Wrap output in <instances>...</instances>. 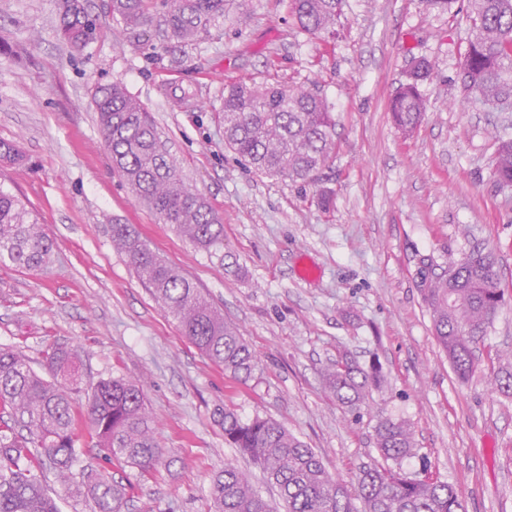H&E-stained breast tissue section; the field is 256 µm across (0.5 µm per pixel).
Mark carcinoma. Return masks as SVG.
I'll return each mask as SVG.
<instances>
[{
    "mask_svg": "<svg viewBox=\"0 0 512 512\" xmlns=\"http://www.w3.org/2000/svg\"><path fill=\"white\" fill-rule=\"evenodd\" d=\"M62 11L60 32L73 48L86 47L96 25L82 0ZM225 0H112L125 31L158 28L171 43V64L208 37L224 18ZM343 0H291L299 29L328 32L340 19ZM471 36L461 66V84L482 102L512 104V0H470ZM431 64L422 60L396 92L389 110L404 132L414 130L426 112L420 82ZM100 130L113 168L165 224L197 248L212 252L224 242V225L205 198L177 175L166 142L140 101L122 84L94 93ZM224 143L256 170L272 177L306 182L326 166L335 149V120L325 97L304 87L240 81L224 90ZM495 175L512 187V137L498 140ZM112 246L127 258L140 282L179 326L182 335L212 363L235 375L250 376L257 354L232 323L210 303L196 282L172 266L126 224L111 225ZM54 244L40 230L32 211L13 192L0 188V265L26 270L45 267ZM422 298L433 332L459 378L477 369L474 345L492 328L503 305L499 270L492 251L474 248L423 278ZM44 373L19 351L0 346V512H60L41 473L92 502V512H123L126 488L112 477V462L143 475L161 463L162 448L144 385L125 377L101 378L83 386L80 354L47 345ZM325 388L350 412L369 404L381 376L345 356L324 373ZM84 393L77 409L73 395ZM224 441L257 463L266 483L277 488L285 512H465L455 487L403 471L414 452V436L402 421L383 418L376 427L382 462L360 470L357 491L332 477L321 456L267 417L249 420L217 409ZM86 437L97 449L87 457L82 481H72L77 442ZM210 512H273L250 477L232 464L211 480Z\"/></svg>",
    "mask_w": 512,
    "mask_h": 512,
    "instance_id": "1",
    "label": "carcinoma"
}]
</instances>
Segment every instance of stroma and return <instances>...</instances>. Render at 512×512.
I'll return each mask as SVG.
<instances>
[{"mask_svg":"<svg viewBox=\"0 0 512 512\" xmlns=\"http://www.w3.org/2000/svg\"><path fill=\"white\" fill-rule=\"evenodd\" d=\"M85 6L97 35L77 51L58 35L59 0H0V141L24 155L0 162V185L54 243L46 270L0 267V346L37 369L47 344H64L79 350L87 383L144 382L163 462L146 476L113 465L130 487L126 512H208L211 479L228 463L279 506L261 470L225 443L220 406L281 422L350 487L381 460L379 418L406 422V472L451 483L467 512H512V396L496 390L493 358L512 350V188L494 177L512 112L461 89L467 0L447 12L425 0H345L332 37L300 32L289 0H226L223 24L177 68L155 28L127 34L112 0ZM420 57L433 64L419 85L427 110L406 136L389 103ZM251 78L327 98L336 150L313 181L263 175L225 146L224 88ZM115 82L151 113L179 177L221 218L217 251L162 223L114 172L93 94ZM114 224L205 290L257 352L251 377L224 372L182 336L113 249ZM475 246L495 253L505 302L462 380L432 333L419 270ZM344 355L384 380L357 412L322 387Z\"/></svg>","mask_w":512,"mask_h":512,"instance_id":"1","label":"stroma"}]
</instances>
